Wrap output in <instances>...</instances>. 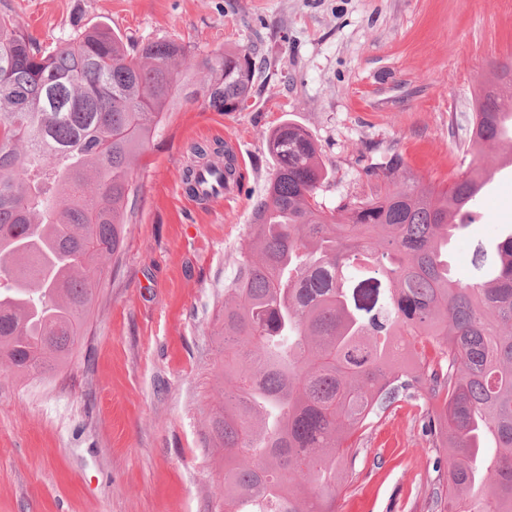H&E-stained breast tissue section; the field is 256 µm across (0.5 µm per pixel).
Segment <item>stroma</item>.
Wrapping results in <instances>:
<instances>
[{"label":"stroma","instance_id":"35a3bbf8","mask_svg":"<svg viewBox=\"0 0 512 512\" xmlns=\"http://www.w3.org/2000/svg\"><path fill=\"white\" fill-rule=\"evenodd\" d=\"M0 16L44 47L105 23L127 44L265 61L241 111L176 107L138 157L132 224L80 351L0 380V512H222L224 456L206 437L222 404L224 287L273 169L266 134L288 121L312 135L330 209L373 197L395 155L435 185L492 162L499 147L474 149L469 131L490 65L512 59V0H0ZM195 143L239 156L235 197L192 201ZM479 212L457 240L464 281L481 276L474 250L512 227L511 176H495ZM431 408L397 402L365 432L338 512H436L447 451L425 427Z\"/></svg>","mask_w":512,"mask_h":512}]
</instances>
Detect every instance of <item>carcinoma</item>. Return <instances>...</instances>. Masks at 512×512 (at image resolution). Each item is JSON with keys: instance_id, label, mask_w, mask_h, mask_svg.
<instances>
[{"instance_id": "obj_1", "label": "carcinoma", "mask_w": 512, "mask_h": 512, "mask_svg": "<svg viewBox=\"0 0 512 512\" xmlns=\"http://www.w3.org/2000/svg\"><path fill=\"white\" fill-rule=\"evenodd\" d=\"M257 52L201 57L161 39L126 47L105 24L43 48L0 19V375L65 367L82 344L140 192L132 164L182 101L236 112ZM504 66L483 82L469 142L501 141L512 111ZM273 173L224 288V406L209 423L224 451V512H335L336 470L360 436L423 385L428 428L448 449L438 512H512V233L464 283L448 240L490 177L476 165L444 187L390 161L376 196L325 209L316 141L283 122L266 135ZM202 166L235 179L229 154ZM363 268L387 283L380 308L348 289ZM418 375L407 370V354Z\"/></svg>"}]
</instances>
